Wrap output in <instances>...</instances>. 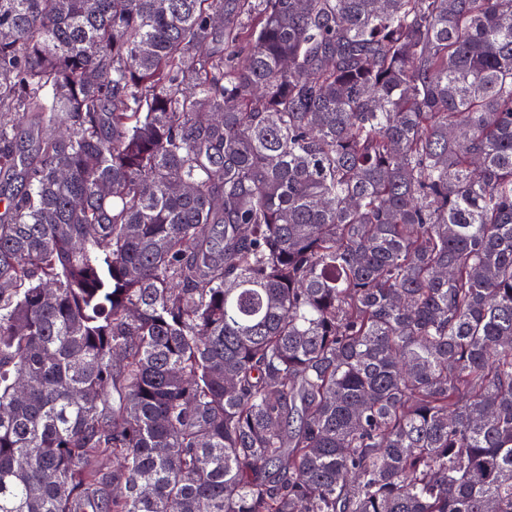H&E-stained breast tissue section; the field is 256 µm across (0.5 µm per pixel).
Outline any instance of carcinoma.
<instances>
[{
    "label": "carcinoma",
    "instance_id": "1",
    "mask_svg": "<svg viewBox=\"0 0 512 512\" xmlns=\"http://www.w3.org/2000/svg\"><path fill=\"white\" fill-rule=\"evenodd\" d=\"M0 184V512H512V0H0Z\"/></svg>",
    "mask_w": 512,
    "mask_h": 512
}]
</instances>
